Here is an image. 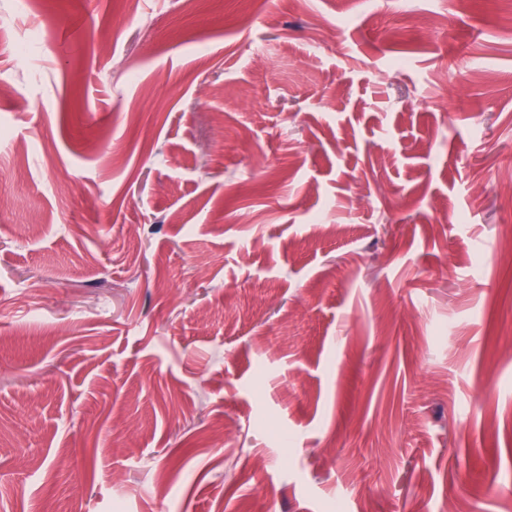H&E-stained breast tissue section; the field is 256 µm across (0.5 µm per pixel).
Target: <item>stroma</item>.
<instances>
[{"label":"stroma","instance_id":"1","mask_svg":"<svg viewBox=\"0 0 512 512\" xmlns=\"http://www.w3.org/2000/svg\"><path fill=\"white\" fill-rule=\"evenodd\" d=\"M18 6L0 512L512 488V0ZM40 46V28L38 25H33L22 36L15 39L12 49L17 55L22 57H31L38 53Z\"/></svg>","mask_w":512,"mask_h":512}]
</instances>
